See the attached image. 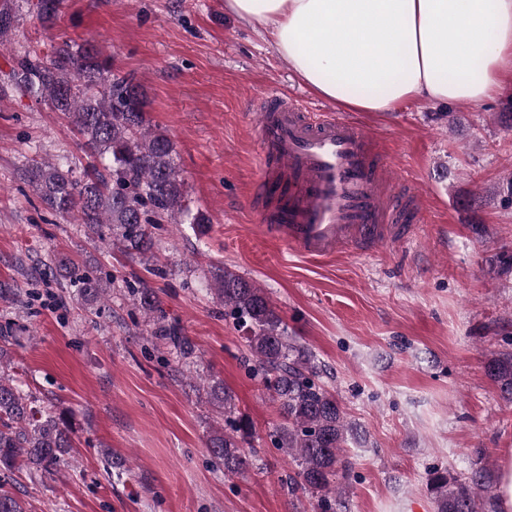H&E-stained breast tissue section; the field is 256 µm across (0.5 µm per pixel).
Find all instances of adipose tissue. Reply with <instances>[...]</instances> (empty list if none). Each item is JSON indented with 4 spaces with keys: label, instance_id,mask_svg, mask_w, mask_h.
<instances>
[{
    "label": "adipose tissue",
    "instance_id": "adipose-tissue-1",
    "mask_svg": "<svg viewBox=\"0 0 512 512\" xmlns=\"http://www.w3.org/2000/svg\"><path fill=\"white\" fill-rule=\"evenodd\" d=\"M319 96L358 112L479 102L512 73V0H224Z\"/></svg>",
    "mask_w": 512,
    "mask_h": 512
}]
</instances>
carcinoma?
Returning a JSON list of instances; mask_svg holds the SVG:
<instances>
[{
	"mask_svg": "<svg viewBox=\"0 0 512 512\" xmlns=\"http://www.w3.org/2000/svg\"><path fill=\"white\" fill-rule=\"evenodd\" d=\"M62 0H37L29 10L45 21L59 11ZM12 93L48 105L77 127L94 158L83 178L69 161H33L22 180L48 210L79 219L98 234L102 228L112 244L149 261L153 230L162 224H206L186 202L172 140L146 123L144 101L133 78L113 72L110 58L95 44L64 41L43 50L29 47L12 59L8 84ZM64 278L80 285L87 302L105 299L107 283L82 268L61 262ZM210 293L224 305V319L246 333L251 357L248 373L267 390L281 418L269 433L273 448L294 463L291 493L311 495L312 512H338L342 489L338 480L350 472L342 459L345 445L362 431L347 420L336 393L322 380L316 356L288 336V326L263 289L227 267L219 269ZM134 304L153 322L154 335L172 346L179 360L193 357L189 337L168 320L156 291L141 283ZM488 377L512 402V352L485 363ZM210 403L224 417V427L207 441L226 476H242L253 467L251 452L241 442L252 434L248 416L238 412L232 392L221 382L208 385ZM75 429L67 413L24 391L0 375V512H29L24 495L8 488L14 472L24 470L41 483L54 478L68 463ZM483 451L461 475L448 468L428 471L426 490L436 512H496L495 479L482 464Z\"/></svg>",
	"mask_w": 512,
	"mask_h": 512,
	"instance_id": "obj_1",
	"label": "carcinoma"
}]
</instances>
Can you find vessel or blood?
<instances>
[{
	"label": "vessel or blood",
	"mask_w": 512,
	"mask_h": 512,
	"mask_svg": "<svg viewBox=\"0 0 512 512\" xmlns=\"http://www.w3.org/2000/svg\"><path fill=\"white\" fill-rule=\"evenodd\" d=\"M247 108L260 154L247 205L267 239L309 261L413 239L424 198L371 132L276 88Z\"/></svg>",
	"instance_id": "obj_1"
}]
</instances>
